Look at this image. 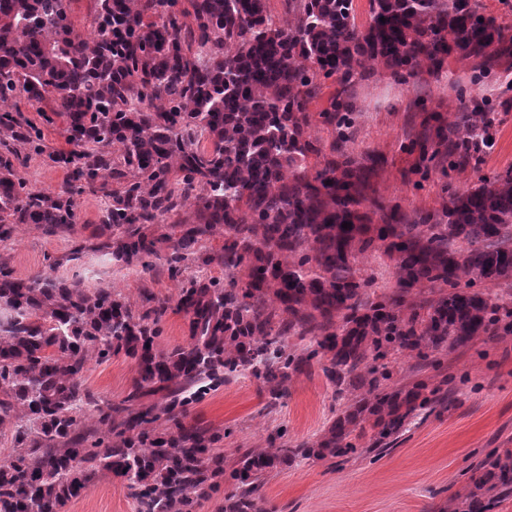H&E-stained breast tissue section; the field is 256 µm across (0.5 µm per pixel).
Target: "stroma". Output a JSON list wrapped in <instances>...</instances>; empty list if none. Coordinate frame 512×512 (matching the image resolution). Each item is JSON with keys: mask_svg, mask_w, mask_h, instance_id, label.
<instances>
[{"mask_svg": "<svg viewBox=\"0 0 512 512\" xmlns=\"http://www.w3.org/2000/svg\"><path fill=\"white\" fill-rule=\"evenodd\" d=\"M474 74L472 65L454 62L446 73L425 70L400 84L381 68L371 79L354 85L350 101L356 122L347 149L374 156L376 197L407 213L434 212L447 200L449 190L471 188L479 175L512 167V70H501L483 77L475 88L496 119L494 146L477 167L448 176L433 173L418 187L401 175L407 162L405 149L422 108L441 112L446 121H458L465 110L459 92L471 86ZM17 109L41 127L45 145L41 154L21 152L20 176L35 189L48 192L72 184L70 170L48 159L49 154L71 149L64 135V119L45 123L24 102ZM75 200L79 219L74 238L50 236L34 225H23L10 244L0 246V259L8 261L22 278L52 271L88 286L108 284L135 311L168 303L159 345L167 350L187 344L188 322L175 310L174 302L181 285L191 278L223 276L224 266L217 259L223 237L206 244L207 254L213 257L210 265L176 273L160 261L146 270L117 266L93 253L71 261L67 254L72 239L90 238L102 224L107 192L88 189ZM54 258L61 264L53 270L49 263ZM356 266L362 275L373 277L376 294L388 295L396 289L394 266L382 251L359 254ZM387 369L390 378L385 386L390 390L418 380L435 384L451 378L448 408L415 419L395 448L381 457L365 454L315 463L297 461L273 471L261 489L262 512H467L469 495L475 491L471 480L475 468L489 454L512 450V334L479 337L466 347L439 354L434 361L400 353L388 359ZM135 376L134 361L118 355L103 364L89 362L83 384L104 405L126 396ZM268 401L259 380L237 374L192 405L187 421L223 433L220 450L229 460L241 448H293L317 440L348 403L346 397L337 395L315 359L292 373L288 394L276 406H269ZM65 512H135V505L123 480L107 475L69 501Z\"/></svg>", "mask_w": 512, "mask_h": 512, "instance_id": "obj_1", "label": "stroma"}]
</instances>
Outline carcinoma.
Wrapping results in <instances>:
<instances>
[{"mask_svg":"<svg viewBox=\"0 0 512 512\" xmlns=\"http://www.w3.org/2000/svg\"><path fill=\"white\" fill-rule=\"evenodd\" d=\"M294 25L272 23L268 0H94L91 31L70 18V0H0V244L15 226L74 234V191L28 187L18 148L42 151L39 127L13 110L25 100L46 121L66 118L72 164L91 187L114 183L95 241L74 242L118 265L171 271L211 257L201 243L224 236L225 279L193 278L176 309L189 342L157 349L162 304L135 313L110 288L50 274L21 278L0 260V512H62L94 480L123 478L136 512H197L224 475L219 512H260L261 488L301 458L377 456L411 420L448 404V382L385 391L384 360L428 358L492 336L497 298L478 284L512 279V168L448 191L441 211L407 214L372 195L373 159L345 151L354 127L349 90L382 64L400 83L449 60L489 74L512 67V25L480 0H284ZM385 21H380V18ZM336 85L318 122L331 158L309 129V103ZM490 113L447 123L421 118L405 172L463 170L490 146ZM349 223L345 229L342 224ZM383 250L397 291L371 297L357 255ZM440 286L405 305L407 289ZM310 339L305 353L288 339ZM135 361L129 393L102 407L82 386L89 355ZM319 358L336 394H366L318 440L275 453L239 449L230 465L223 435L188 425V407L248 372L274 406L303 362ZM98 412L107 431L86 424ZM372 432L367 448L358 446ZM512 485V452L475 471L476 489Z\"/></svg>","mask_w":512,"mask_h":512,"instance_id":"obj_1","label":"carcinoma"}]
</instances>
